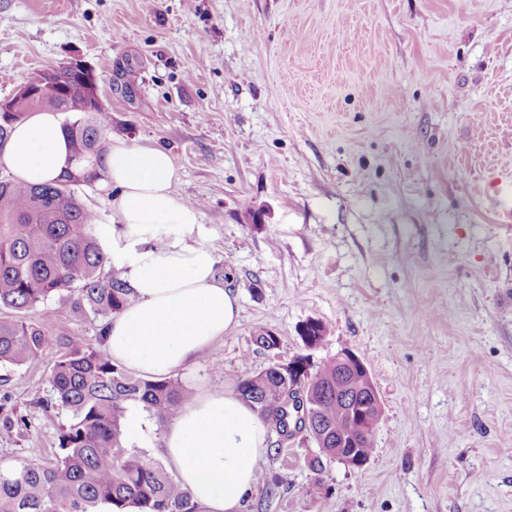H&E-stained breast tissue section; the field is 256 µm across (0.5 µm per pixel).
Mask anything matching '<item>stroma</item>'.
<instances>
[{"instance_id":"obj_1","label":"stroma","mask_w":512,"mask_h":512,"mask_svg":"<svg viewBox=\"0 0 512 512\" xmlns=\"http://www.w3.org/2000/svg\"><path fill=\"white\" fill-rule=\"evenodd\" d=\"M73 57L115 136L170 151L186 240L239 298L176 379L231 390L348 349L382 402L360 469L268 432L242 512H512V0H0V100ZM76 299L40 306L43 357L0 368V464L55 459L53 364L102 344Z\"/></svg>"}]
</instances>
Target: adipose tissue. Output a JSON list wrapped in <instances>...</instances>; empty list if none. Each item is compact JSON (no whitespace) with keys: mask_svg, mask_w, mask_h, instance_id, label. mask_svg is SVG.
Returning <instances> with one entry per match:
<instances>
[{"mask_svg":"<svg viewBox=\"0 0 512 512\" xmlns=\"http://www.w3.org/2000/svg\"><path fill=\"white\" fill-rule=\"evenodd\" d=\"M69 164L62 118L36 112L15 124L0 167L28 184L55 180ZM170 152L116 139L106 155L102 189L112 192L111 260L132 300L109 319L104 348L142 378L171 376L216 338L232 331L239 300L212 259L187 243L199 221L182 200ZM267 450L258 413L230 391L204 388L167 425L162 454L203 512H241Z\"/></svg>","mask_w":512,"mask_h":512,"instance_id":"adipose-tissue-1","label":"adipose tissue"}]
</instances>
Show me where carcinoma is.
Returning <instances> with one entry per match:
<instances>
[{
  "instance_id": "obj_1",
  "label": "carcinoma",
  "mask_w": 512,
  "mask_h": 512,
  "mask_svg": "<svg viewBox=\"0 0 512 512\" xmlns=\"http://www.w3.org/2000/svg\"><path fill=\"white\" fill-rule=\"evenodd\" d=\"M140 67L116 70V85L138 91ZM96 77L82 70H61L52 89L13 100L15 111L0 114V149L13 124L34 112H59L70 146L72 164L85 163L83 179L68 170L41 185L17 181L0 171V306L21 317H0V365L21 366L48 348L39 307L63 291H76L79 308L108 319L132 299L121 273L112 268L100 243L98 215L78 196L81 186L96 187L104 179L112 114L91 107L89 84ZM258 348L272 351L278 336L264 329L253 333ZM336 357L317 365L309 399L319 431L328 447L336 436L352 438L356 452L368 460L373 436L356 419L340 413L336 396ZM50 382L56 400L69 412L58 436L55 462L42 466L20 462L0 466V512H200L189 493L164 466L127 445V406L138 403L158 421L173 419L190 390L178 380H156L130 374L103 348L75 343L54 363ZM288 364L268 367L240 380L237 395L273 431L286 425Z\"/></svg>"
}]
</instances>
